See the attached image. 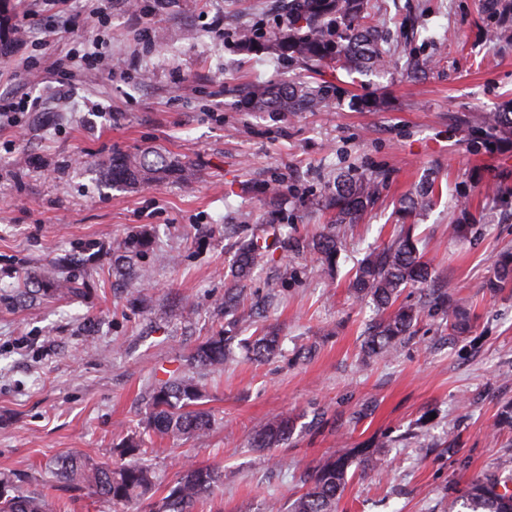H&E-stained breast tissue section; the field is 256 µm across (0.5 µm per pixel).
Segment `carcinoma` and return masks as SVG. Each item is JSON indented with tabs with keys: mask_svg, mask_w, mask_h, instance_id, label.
Returning <instances> with one entry per match:
<instances>
[{
	"mask_svg": "<svg viewBox=\"0 0 512 512\" xmlns=\"http://www.w3.org/2000/svg\"><path fill=\"white\" fill-rule=\"evenodd\" d=\"M371 0H285L279 5L285 13L286 25L261 43L249 30L238 35L241 50L262 48L287 63L309 67L317 75L310 83L251 85L244 106L263 112H302L317 110L336 98V85L324 79L328 72L344 67L349 72L382 69L387 64V42L383 31L367 22ZM512 129V112H487L476 128L486 147L501 131ZM102 176L111 186L132 187L142 183L176 177L188 180L191 169L178 158L160 150L129 155L112 153ZM382 183L378 176L341 175L328 192L327 206L336 212L335 223L356 224L379 199ZM442 190L430 179L403 199L399 206L402 219L431 208ZM411 228L401 229L381 248L369 252L355 267L349 288L360 300L371 299L381 309V317L371 325L362 343L367 358L388 357L398 352L402 343L414 334L420 309L397 304L401 289L427 287L433 282V269L424 260ZM339 249L338 236L322 234L310 241L296 239L288 250L312 251L330 264ZM269 248L252 238L243 242L234 261V284L225 289L224 311L236 322L248 320L241 310L240 283L265 262ZM512 283V252L499 256L493 264V276L487 287L493 291ZM435 310L448 319V327L461 335L470 327V312L463 299L430 289ZM233 337L217 332L199 345L192 360L201 370H216L233 358ZM255 361H264L279 353L280 338L264 333L241 343ZM203 398L200 378L182 374L157 379L143 393L145 409L143 433L133 434L118 444L112 458L97 461L83 454H72L56 461L53 477L57 485L74 490H87L106 499L124 512H194L195 506L214 494L224 481L216 466L190 463L180 471L176 481L157 499V477L145 460L152 453L146 447L145 435L164 438L200 439L214 426L210 415L199 408ZM292 418L280 416L255 430V446L272 448L288 440ZM378 448H356L348 455H332L317 462L305 479L306 489L289 505V512H337L348 483V469L364 475L376 468ZM512 478L497 474L472 477L451 500L450 509L461 506L466 512H512ZM0 512H53L52 502L42 494L19 489L8 477L0 476Z\"/></svg>",
	"mask_w": 512,
	"mask_h": 512,
	"instance_id": "carcinoma-1",
	"label": "carcinoma"
}]
</instances>
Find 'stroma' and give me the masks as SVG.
<instances>
[{
  "mask_svg": "<svg viewBox=\"0 0 512 512\" xmlns=\"http://www.w3.org/2000/svg\"><path fill=\"white\" fill-rule=\"evenodd\" d=\"M388 33L383 73L337 69L338 95L312 112H252L239 92L253 83L309 78L270 53L238 52L237 34L283 21L278 0H112L105 20L93 0H25L10 11L0 91L27 85L43 111L0 125V474L47 494L57 512H113L88 491L52 490L61 456L97 460L140 430V394L216 331L244 340L271 330L282 352L236 356L204 373V438L154 440L149 458L167 490L181 466L224 472L196 512H271L304 490L321 458L380 449L368 476L349 473L338 512H448V490L481 471L512 474V430H494L512 402V285L485 286L499 252L512 249V134L493 149L471 129L487 112L512 110L511 9L488 0H378ZM28 20L26 36L14 24ZM96 47L124 70H81L68 93L41 71L21 80L29 55L78 56ZM160 148L195 176L134 189L102 177L114 151ZM380 172L381 196L357 225L333 226L323 194L338 174ZM433 178L442 195L415 234L436 285L467 299L468 335L423 312L416 332L387 359L361 354L377 315L355 300L359 259L390 238L401 198ZM281 186L270 197V185ZM476 238L450 240L458 221ZM337 231L336 268L292 238ZM143 239L117 271L116 240ZM267 239L272 260L244 284L251 323L230 325L224 290L239 244ZM49 295L22 299V283ZM80 290L70 293V283ZM293 418L285 444L257 449L255 427ZM457 452L448 455V444Z\"/></svg>",
  "mask_w": 512,
  "mask_h": 512,
  "instance_id": "obj_1",
  "label": "stroma"
}]
</instances>
